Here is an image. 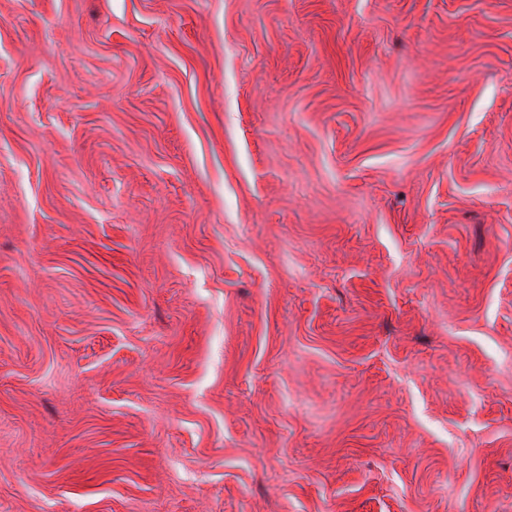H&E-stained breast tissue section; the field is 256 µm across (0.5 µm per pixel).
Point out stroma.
Instances as JSON below:
<instances>
[{
    "mask_svg": "<svg viewBox=\"0 0 512 512\" xmlns=\"http://www.w3.org/2000/svg\"><path fill=\"white\" fill-rule=\"evenodd\" d=\"M0 512H512V0H0Z\"/></svg>",
    "mask_w": 512,
    "mask_h": 512,
    "instance_id": "35a3bbf8",
    "label": "stroma"
}]
</instances>
